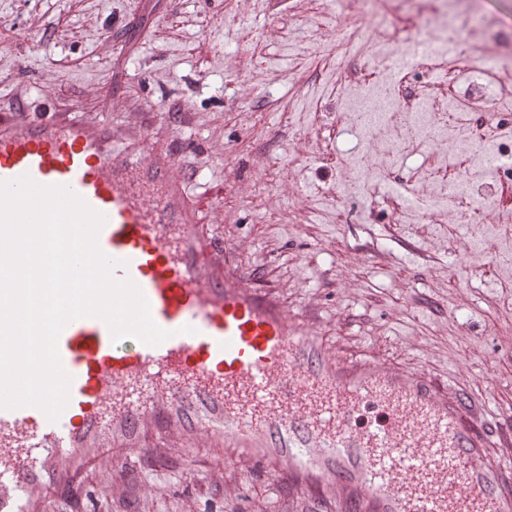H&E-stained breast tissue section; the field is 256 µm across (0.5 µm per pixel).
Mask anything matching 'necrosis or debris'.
<instances>
[{
  "label": "necrosis or debris",
  "mask_w": 512,
  "mask_h": 512,
  "mask_svg": "<svg viewBox=\"0 0 512 512\" xmlns=\"http://www.w3.org/2000/svg\"><path fill=\"white\" fill-rule=\"evenodd\" d=\"M369 16L381 25L383 41L396 49L397 56L395 63L385 70L367 69L354 80L360 88L381 82L386 89L381 100L363 103L347 120L365 144L366 150L360 155L363 167L372 168L371 151L381 132L392 134L386 142L388 151L413 147L417 134L414 119L419 114H428L432 118L430 139L446 132L468 144L467 149L452 152L447 167L430 172V180L451 188L459 223H484L487 202L473 191L466 172L475 159V149L492 143L498 155L507 159L506 164L498 166L497 177L500 182L512 185V66L502 65L492 56L477 61L460 59V68L479 70L487 82L499 89L489 99L473 92L461 93L454 82L434 80L435 75L448 71L445 56L432 46L434 28L418 30L425 48L411 54L403 45L401 28L384 26L377 11H370Z\"/></svg>",
  "instance_id": "4bbe7bcc"
}]
</instances>
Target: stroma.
Masks as SVG:
<instances>
[{
	"instance_id": "35a3bbf8",
	"label": "stroma",
	"mask_w": 512,
	"mask_h": 512,
	"mask_svg": "<svg viewBox=\"0 0 512 512\" xmlns=\"http://www.w3.org/2000/svg\"><path fill=\"white\" fill-rule=\"evenodd\" d=\"M442 9L452 67L462 52H495L480 26L512 31V0ZM351 24L365 38L345 47L335 35ZM389 55L368 18L334 0H0V108L144 120L170 138L203 223L234 230L256 283L309 311L326 346L460 382L512 420V191L494 181L498 156L484 150L468 175L494 188L482 224L422 209L446 194L427 180L441 158L425 148L379 159L372 192L357 191L361 145L336 128L355 96L337 91ZM122 99L130 108L111 111ZM232 457L204 444L157 458L115 448L81 471L60 512H289L287 475L244 473Z\"/></svg>"
}]
</instances>
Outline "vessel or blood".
<instances>
[{
    "mask_svg": "<svg viewBox=\"0 0 512 512\" xmlns=\"http://www.w3.org/2000/svg\"><path fill=\"white\" fill-rule=\"evenodd\" d=\"M66 186L106 217L100 249L171 336L113 342L69 323L71 375L57 421L0 409V512H56L100 449L154 454L190 440L233 448L244 471H286L292 512H512V429H487V403L431 374L338 362L310 320L253 285L242 246L209 236L170 152L144 123L73 122L48 110L0 115V181Z\"/></svg>",
    "mask_w": 512,
    "mask_h": 512,
    "instance_id": "vessel-or-blood-1",
    "label": "vessel or blood"
}]
</instances>
